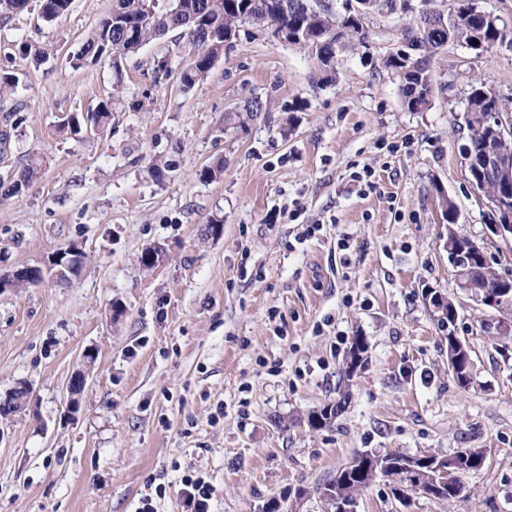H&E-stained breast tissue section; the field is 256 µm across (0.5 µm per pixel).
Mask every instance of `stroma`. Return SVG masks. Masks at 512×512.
I'll list each match as a JSON object with an SVG mask.
<instances>
[{
	"instance_id": "stroma-1",
	"label": "stroma",
	"mask_w": 512,
	"mask_h": 512,
	"mask_svg": "<svg viewBox=\"0 0 512 512\" xmlns=\"http://www.w3.org/2000/svg\"><path fill=\"white\" fill-rule=\"evenodd\" d=\"M111 8L73 0L48 23L31 0L0 19V74L19 79L0 99L11 134L0 176L43 159L40 179L0 199V272L72 244L83 252L69 282L0 291V398L30 388L24 409L0 416V512H136L148 495L157 512H194L187 475L212 486L209 512L272 502L323 512L321 488L356 453L460 448L484 449L485 462L457 498L402 502L380 480L355 512H512V316L460 294L448 263L453 228L512 274V237L489 235L490 203L461 150L472 81L512 101V45L439 52L431 64L443 83L427 110L409 112L383 66L408 17H370L364 43L321 88L306 54L243 24L188 95L174 77L186 63L179 29L124 61L123 105L107 129L60 132L112 91L110 60L70 64ZM24 44L52 54L27 67ZM165 55L168 76L155 71ZM255 96L260 116L225 125ZM219 163L220 177L201 178ZM366 170L369 188L353 179ZM308 224L320 232L298 242ZM155 247L159 259L144 267ZM427 289L458 304L469 388L448 368ZM356 336L369 349L351 396L332 423L310 428L308 413L336 401Z\"/></svg>"
}]
</instances>
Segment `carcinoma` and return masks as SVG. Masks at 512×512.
I'll return each mask as SVG.
<instances>
[{"label": "carcinoma", "instance_id": "carcinoma-1", "mask_svg": "<svg viewBox=\"0 0 512 512\" xmlns=\"http://www.w3.org/2000/svg\"><path fill=\"white\" fill-rule=\"evenodd\" d=\"M363 2L365 13L348 5L342 15L310 9V0H176L174 7L161 11L156 0H112L107 16L84 39L80 49L72 56L73 66L80 68L92 59L103 56L112 61L115 74L114 93L101 101L96 111L83 116H72L61 127L74 135L85 128H104L118 111L119 94L123 84V61L139 52L146 44L158 39L170 30L187 32L196 48V57L179 72L180 90L188 94L207 76L214 61L229 49L226 39L237 35V28L248 20L254 24L283 27L290 31L291 44L316 64L314 79L318 84L336 79V55L354 48V40L362 39L365 20L372 15L413 13L414 24L404 32L406 50L390 53L384 66L399 81L403 104L410 112L427 109L431 104L432 89L436 77L429 66V59L450 45L469 49H489L505 41L512 45V32L505 31L500 19L479 9L474 0H458L457 10L447 13L433 7L435 0H354ZM72 0H41L42 17L53 21L65 15ZM343 31V39L337 51L336 31ZM493 112L506 121H512V110L489 88L480 85L470 92L467 99L466 125L468 129L467 168L477 189L489 197L495 196L501 183L496 173L487 170L482 158L489 147L512 153V138L502 141L491 136L485 116ZM42 159L33 156L15 173V179L4 181L0 177V196H15L38 179ZM448 257L458 260L454 248L469 251L475 242L450 231ZM436 294L425 295V303L433 308L445 307L439 321L448 330V348L456 352L458 365L449 366L453 377L461 387L470 383L472 366L471 350L466 342L456 336L458 309L453 300L444 306L435 301ZM369 345L363 336L353 338L346 356L343 380H351L357 364L364 362ZM348 393L334 403H328L308 416L313 428H321L332 422L342 411ZM458 470L456 476L442 486L437 499L453 500L464 488V477L480 469L485 461L481 448H460L456 451ZM408 456L393 452L380 458L358 453L344 463L336 477L324 484L338 500H353L356 494L378 479L393 484V495L405 493L409 476L403 462Z\"/></svg>", "mask_w": 512, "mask_h": 512}]
</instances>
